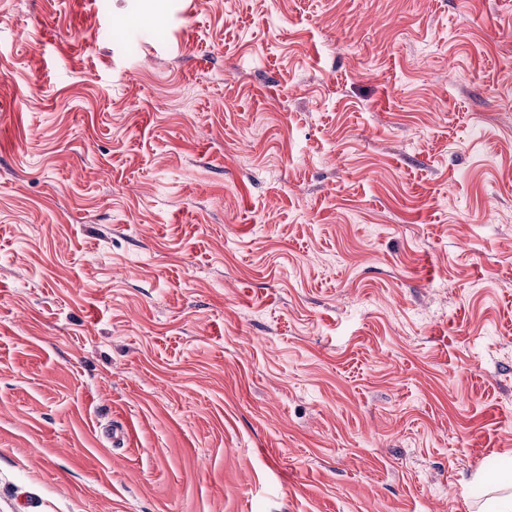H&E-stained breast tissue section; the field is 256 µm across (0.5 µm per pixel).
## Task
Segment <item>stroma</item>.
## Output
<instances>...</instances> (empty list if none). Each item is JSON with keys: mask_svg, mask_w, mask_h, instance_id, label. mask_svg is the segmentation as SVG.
I'll use <instances>...</instances> for the list:
<instances>
[{"mask_svg": "<svg viewBox=\"0 0 512 512\" xmlns=\"http://www.w3.org/2000/svg\"><path fill=\"white\" fill-rule=\"evenodd\" d=\"M510 467L512 0H0V512Z\"/></svg>", "mask_w": 512, "mask_h": 512, "instance_id": "1", "label": "stroma"}]
</instances>
